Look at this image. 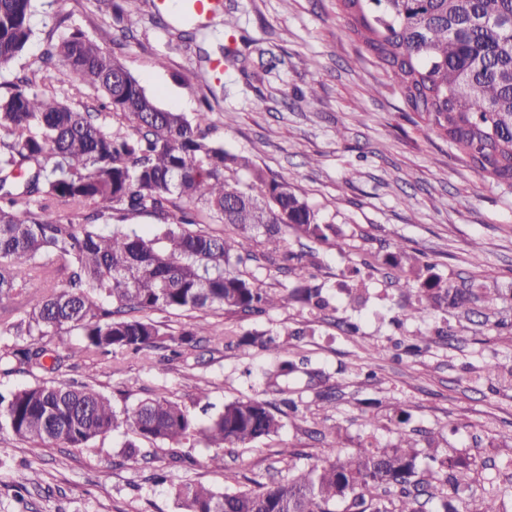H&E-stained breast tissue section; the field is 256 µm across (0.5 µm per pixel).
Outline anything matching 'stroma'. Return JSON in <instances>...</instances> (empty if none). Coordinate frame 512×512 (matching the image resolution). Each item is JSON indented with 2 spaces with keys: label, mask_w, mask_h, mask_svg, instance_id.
I'll list each match as a JSON object with an SVG mask.
<instances>
[{
  "label": "stroma",
  "mask_w": 512,
  "mask_h": 512,
  "mask_svg": "<svg viewBox=\"0 0 512 512\" xmlns=\"http://www.w3.org/2000/svg\"><path fill=\"white\" fill-rule=\"evenodd\" d=\"M39 29L60 36L80 29L93 36L112 25L92 0H43ZM153 0H123L141 22L134 39L112 45L127 71L163 109L193 116L208 90L198 73L199 49L181 46L168 24L152 16ZM223 39L203 48L237 52L220 70L224 94L212 103V140L288 181L321 218L336 225L335 242L317 245L311 272L331 298L326 311L295 302L262 316L221 311L208 322L229 343L201 342L183 357L169 350L116 355L95 363L73 360L65 376L91 380L115 408L165 392L194 412H216L246 396L273 403L278 434L224 451L223 469L208 465V448L180 445L187 464L173 463L166 444L142 443L122 457L124 429L90 447L55 446L40 455L0 430V512H18L15 482L37 475L25 498L29 512H181L177 484L255 489L307 467L335 445L347 458L364 443L383 448L406 430L438 454L470 461L475 480L463 493L465 512H512V377H487L496 358L512 368V187L485 182L448 154L394 88L374 93L383 73L359 61L361 46L347 31L336 0H222ZM404 249L435 264L443 277L476 276L495 298L483 316L429 311L394 323L413 303L399 268L387 257ZM361 267L367 300L343 289L348 270ZM358 323V335L338 324ZM276 336L292 355L306 357L316 380L300 374L288 395L273 392L276 362L259 335ZM428 351L415 352L421 336ZM379 345L375 361L361 347ZM371 364L367 378L362 364ZM378 427H366L367 418ZM168 479H152L157 469Z\"/></svg>",
  "instance_id": "35a3bbf8"
}]
</instances>
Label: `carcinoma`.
Masks as SVG:
<instances>
[{
  "label": "carcinoma",
  "mask_w": 512,
  "mask_h": 512,
  "mask_svg": "<svg viewBox=\"0 0 512 512\" xmlns=\"http://www.w3.org/2000/svg\"><path fill=\"white\" fill-rule=\"evenodd\" d=\"M39 0H0V61L24 54L36 37ZM124 39L140 18L117 0H100ZM348 31L386 75L405 104L448 149L484 181L512 185V0H337ZM181 37L206 39L213 28L183 17ZM47 48L31 75L0 86V377L35 376V383L0 393V428L40 451L84 448L123 427L130 457L139 442L208 448L246 446L278 433L272 405L255 397L224 404L204 425L163 392L116 412L110 396L90 382L62 379L65 363L99 361L117 352L139 354L169 340L180 356L224 332L192 324L174 337L149 317L155 311L259 316L289 300L329 306L319 286L275 291L242 269L257 260L251 241L261 230L277 245L281 228L321 243L336 237L290 184L209 138L211 107L188 119L164 110L107 50L112 28L91 39L73 30ZM93 88L116 128L101 112L77 110L35 90L55 73ZM249 172L251 182L236 174ZM154 219L140 233L127 221ZM201 224L235 230L207 232ZM408 266L407 292L415 319L429 310L474 311L490 296L473 277L450 281L434 266L400 249L389 255ZM37 281L41 288L28 285ZM79 336L62 351L48 336ZM261 346L284 356L272 376L298 369L273 337ZM417 440L402 432L388 448L363 447L354 456L298 470L260 489L218 490L201 483L175 487L182 512H423L439 481L459 491L470 464L430 457L422 468Z\"/></svg>",
  "instance_id": "cac0c4a2"
}]
</instances>
